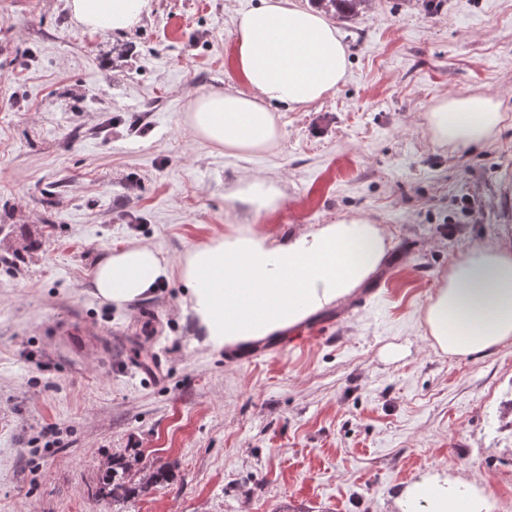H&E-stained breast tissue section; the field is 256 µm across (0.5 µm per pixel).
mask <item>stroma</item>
<instances>
[{"instance_id": "obj_1", "label": "stroma", "mask_w": 512, "mask_h": 512, "mask_svg": "<svg viewBox=\"0 0 512 512\" xmlns=\"http://www.w3.org/2000/svg\"><path fill=\"white\" fill-rule=\"evenodd\" d=\"M151 3L100 34L67 0H0V512H110L100 465L127 448L175 469L126 512H393L423 472L463 466L490 512H512V339L452 356L423 321L451 266L512 244V0H369L335 18L344 83L278 113L255 154L184 117L239 86L234 18L260 0ZM454 95L500 103L483 144L433 138L427 113ZM251 176L278 182L279 209L227 198ZM346 216L385 230V267L310 316L322 334L295 326L249 360L201 346L178 279L122 310L92 293L97 263L133 242L175 262L221 233Z\"/></svg>"}]
</instances>
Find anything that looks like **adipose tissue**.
I'll use <instances>...</instances> for the list:
<instances>
[{"instance_id": "1", "label": "adipose tissue", "mask_w": 512, "mask_h": 512, "mask_svg": "<svg viewBox=\"0 0 512 512\" xmlns=\"http://www.w3.org/2000/svg\"><path fill=\"white\" fill-rule=\"evenodd\" d=\"M77 26L117 33L134 27L149 0H68ZM238 88L196 98L186 116L192 133L236 152L261 151L277 140L278 111L294 110L336 91L347 74V51L334 26L295 0H261L234 18ZM504 116L489 98L440 99L428 114L442 144L469 146L487 140ZM232 200L256 213L283 200L277 182H238ZM389 249L384 230L349 217L311 224L285 238L266 231H236L189 249L171 262L148 244L112 250L93 273L101 304L126 308L147 298L157 283L177 275L185 290L183 315L203 346L229 348L295 326L309 315L350 298L383 266ZM423 319L434 349L470 356L512 339V248L482 245L455 264ZM395 512H486L474 474L448 478L427 472L394 499Z\"/></svg>"}]
</instances>
